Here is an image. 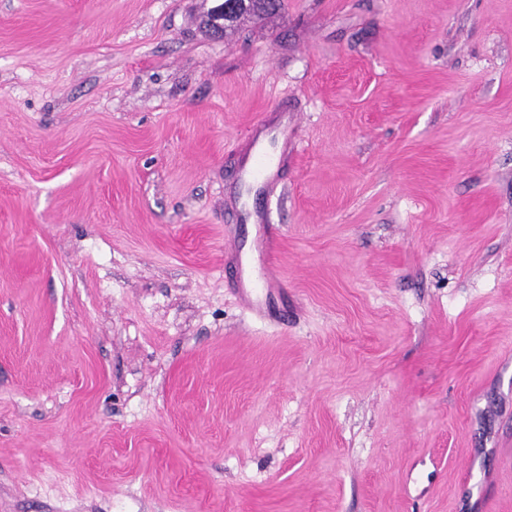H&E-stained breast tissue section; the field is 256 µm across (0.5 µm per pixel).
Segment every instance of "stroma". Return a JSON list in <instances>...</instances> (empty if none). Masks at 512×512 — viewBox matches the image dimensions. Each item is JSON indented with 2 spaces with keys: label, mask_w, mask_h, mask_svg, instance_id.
Listing matches in <instances>:
<instances>
[{
  "label": "stroma",
  "mask_w": 512,
  "mask_h": 512,
  "mask_svg": "<svg viewBox=\"0 0 512 512\" xmlns=\"http://www.w3.org/2000/svg\"><path fill=\"white\" fill-rule=\"evenodd\" d=\"M216 4L0 0V512H512V0ZM249 0L244 1L245 4H247ZM268 2H271V6H266L265 3H251L244 6L243 4L239 3V0H224V2L220 5H218L215 9L213 8L211 11L210 16L207 20V25L212 28V30L216 33L221 30V33L223 34V26L220 27L216 23H213L212 20H215L218 18L219 10L222 6L224 8L222 15L223 21L233 22L235 19L238 18L239 15H242L247 12H269V11H275L277 9H280L282 6V0H270ZM217 20V19H216ZM210 22V23H209ZM254 147L256 153L253 165L244 167L240 172V180L243 185L240 212L244 219L253 222L251 224H259L264 228L257 261L251 257L244 259L245 267L249 268L248 279L250 288H253L258 294H262L266 288H271L277 260L279 235L275 224H272L270 211L252 213L248 209L247 198L250 192L260 190L268 182L272 174L278 173L283 167L285 160L281 154L270 151L266 144L260 143L256 145L255 143Z\"/></svg>",
  "instance_id": "35a3bbf8"
}]
</instances>
